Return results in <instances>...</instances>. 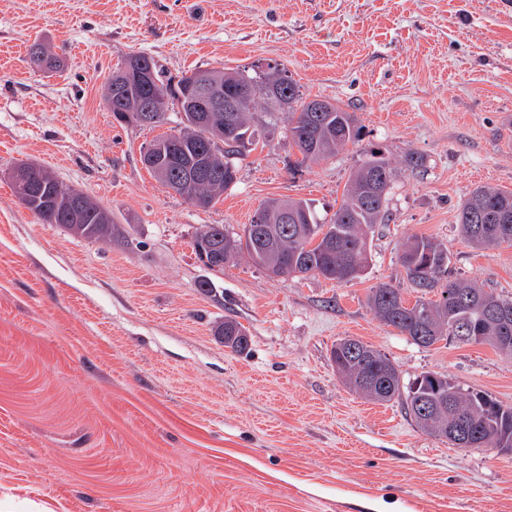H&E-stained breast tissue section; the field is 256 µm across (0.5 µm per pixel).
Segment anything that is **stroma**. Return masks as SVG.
<instances>
[{"label":"stroma","instance_id":"stroma-1","mask_svg":"<svg viewBox=\"0 0 512 512\" xmlns=\"http://www.w3.org/2000/svg\"><path fill=\"white\" fill-rule=\"evenodd\" d=\"M37 40L60 70L31 64ZM134 53L173 77L284 68L305 96L350 107L363 137L305 162L275 135L218 202L195 207L141 162L169 125L120 123L104 104ZM372 148L397 178L360 278L199 259L202 225L242 232L270 198L331 217ZM410 151L421 167L405 164ZM26 161L111 212V243L23 207L7 172ZM479 186L512 191L506 0H0V512H512V452L425 434L401 400L347 390L330 360L355 337L402 383L435 372L512 406V357L416 346L368 305L383 283L415 301L399 262L412 236L447 245L450 277L512 297V245L460 233ZM227 318L246 328L247 354L214 337Z\"/></svg>","mask_w":512,"mask_h":512}]
</instances>
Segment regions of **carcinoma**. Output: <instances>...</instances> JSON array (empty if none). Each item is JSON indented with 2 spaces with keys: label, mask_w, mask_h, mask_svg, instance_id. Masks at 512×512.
Segmentation results:
<instances>
[{
  "label": "carcinoma",
  "mask_w": 512,
  "mask_h": 512,
  "mask_svg": "<svg viewBox=\"0 0 512 512\" xmlns=\"http://www.w3.org/2000/svg\"><path fill=\"white\" fill-rule=\"evenodd\" d=\"M32 47L41 57L29 55L30 62L44 69H55L59 62L48 55L42 43ZM208 80L224 86V93L245 84L250 93L237 100L235 111L224 113V128H219L193 112L183 99L185 91L172 84L162 68L154 66V83L142 89L118 66L105 91V102L113 117L123 121V111L146 104L154 106L158 119L148 128L167 123V112L177 110L178 127L155 137L149 147L155 148L157 162L141 161L148 172L162 181L161 174L171 178L195 167L200 153L214 156L216 171L196 181L185 200L207 208L236 183L235 159L244 155L247 146L256 145L254 114L287 112L288 138L303 160L317 161L333 156L350 144L362 140V125L356 113L335 102H327L329 110L322 113L320 125L308 120L311 99L286 71L268 66L259 73L246 69L193 70ZM396 168L376 149L365 153V159L350 175L341 202L329 222L317 217L312 204L302 198H271L262 203L255 215H263L265 224L256 231L251 220L243 234L231 235L222 224H207L196 233L194 245L198 256H206V267L222 270L224 264L246 256L255 265L266 268L269 244H276L274 259L288 265V272L298 276L319 275L336 282H349L362 276L370 259L369 233L386 214L389 190ZM71 191L49 170L34 182L28 192V209L44 224L68 230L61 214L65 195ZM295 209L301 223H279L283 206ZM461 232L473 246L494 247L512 244V191L477 187L460 206ZM82 232L78 237L97 242H112V215L92 204L81 217ZM449 262L448 248L441 242L410 238L400 256L407 281L419 293L414 304L404 299L401 289L390 284L374 288L368 305L384 325L395 329L422 348H430L455 335L452 327L466 325L465 343L489 344L500 353L512 356V298L484 291L467 279L443 281ZM466 302L474 308L499 311L502 317L492 328L473 318V313L460 306ZM214 335L224 347L243 353L249 345L245 328L236 320L226 318L214 327ZM330 359L342 383L351 391L375 403H387L406 396L409 415L423 432L438 436L435 426L443 423L448 433L470 436L475 448H512V407L504 406L486 392L469 389L455 381L424 373L408 386L401 384L397 366L379 350L363 341L345 337L332 347ZM406 393H401V390Z\"/></svg>",
  "instance_id": "carcinoma-1"
}]
</instances>
